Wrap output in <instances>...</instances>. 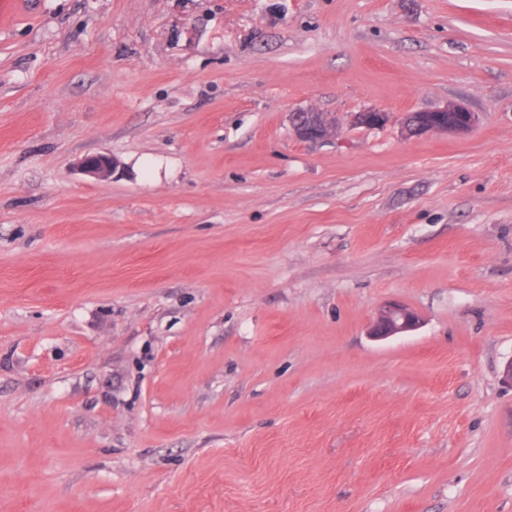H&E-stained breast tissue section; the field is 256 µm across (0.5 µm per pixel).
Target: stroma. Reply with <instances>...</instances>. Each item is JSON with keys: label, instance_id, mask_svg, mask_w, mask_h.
<instances>
[{"label": "stroma", "instance_id": "stroma-1", "mask_svg": "<svg viewBox=\"0 0 512 512\" xmlns=\"http://www.w3.org/2000/svg\"><path fill=\"white\" fill-rule=\"evenodd\" d=\"M511 359L512 0L0 27V512H512ZM432 115L423 121L406 118L402 125V133L406 138L421 137L434 133H463L469 130L477 121L474 112H470L465 106L457 103H447L443 107L428 111L412 112L427 118V113ZM448 112H455L461 116L458 120H448ZM291 122L296 136L303 141L322 142L334 137L336 134L334 123H329L326 120L321 123L320 129L315 134L309 133L305 125L295 115H292ZM77 170L98 182H109L120 169L116 159L108 154H95L82 158L77 163ZM420 324L418 315L408 308L387 303L379 309L373 322L370 336L375 340H384L400 333L415 330Z\"/></svg>", "mask_w": 512, "mask_h": 512}]
</instances>
